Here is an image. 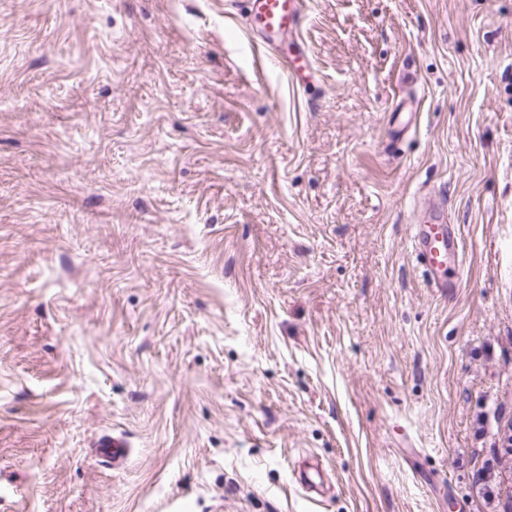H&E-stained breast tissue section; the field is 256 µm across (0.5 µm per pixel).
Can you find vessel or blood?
Wrapping results in <instances>:
<instances>
[{
  "instance_id": "1",
  "label": "vessel or blood",
  "mask_w": 512,
  "mask_h": 512,
  "mask_svg": "<svg viewBox=\"0 0 512 512\" xmlns=\"http://www.w3.org/2000/svg\"><path fill=\"white\" fill-rule=\"evenodd\" d=\"M251 28L274 52L290 47L286 62L297 84L309 83L315 76L314 63L303 44L300 33L304 25L301 0H244ZM425 223L414 225L413 241L418 259L429 275L432 287L446 291L455 288L457 281L449 277L450 266L458 264L461 238L456 225L445 220V207L433 203L424 210ZM97 460L120 465L125 463L131 448L118 436L105 434L94 443Z\"/></svg>"
}]
</instances>
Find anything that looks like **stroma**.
I'll list each match as a JSON object with an SVG mask.
<instances>
[{
	"instance_id": "stroma-1",
	"label": "stroma",
	"mask_w": 512,
	"mask_h": 512,
	"mask_svg": "<svg viewBox=\"0 0 512 512\" xmlns=\"http://www.w3.org/2000/svg\"><path fill=\"white\" fill-rule=\"evenodd\" d=\"M224 2L0 0V512H504L512 0ZM246 4L251 28L274 52L284 45L292 47L287 55L288 71L299 85L315 77L314 63L303 44L300 33L304 25L301 0H241ZM426 224L413 225V241L417 258L429 275L432 288L448 291L456 288V269L459 264L461 238L455 224H447L443 203H433L422 209ZM452 264L454 276L449 277L447 271ZM95 457L100 463H111L112 467L125 463L131 448L125 439L110 434L100 436L93 444Z\"/></svg>"
}]
</instances>
